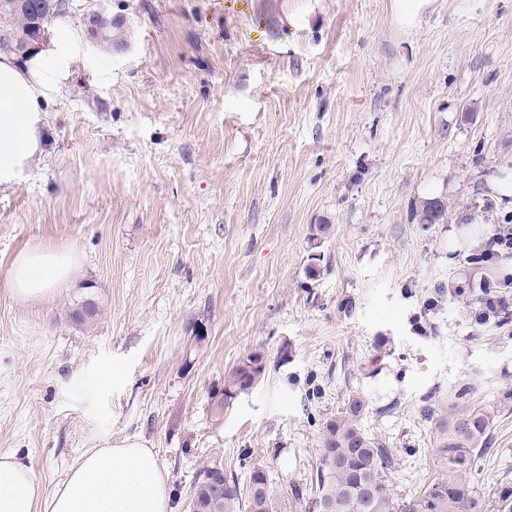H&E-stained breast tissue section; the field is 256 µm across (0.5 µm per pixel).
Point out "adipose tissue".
I'll return each mask as SVG.
<instances>
[{
	"label": "adipose tissue",
	"instance_id": "adipose-tissue-1",
	"mask_svg": "<svg viewBox=\"0 0 512 512\" xmlns=\"http://www.w3.org/2000/svg\"><path fill=\"white\" fill-rule=\"evenodd\" d=\"M77 40L73 34L51 42L23 66L0 55V185L12 182L41 153V103L58 88ZM76 272L69 251L26 250L11 263L9 288L20 301L41 300ZM0 512H169V496L155 454L144 441L106 435L50 491L26 461L0 455Z\"/></svg>",
	"mask_w": 512,
	"mask_h": 512
}]
</instances>
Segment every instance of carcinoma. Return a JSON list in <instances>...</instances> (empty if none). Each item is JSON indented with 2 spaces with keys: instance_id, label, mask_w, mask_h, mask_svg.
Here are the masks:
<instances>
[{
  "instance_id": "obj_1",
  "label": "carcinoma",
  "mask_w": 512,
  "mask_h": 512,
  "mask_svg": "<svg viewBox=\"0 0 512 512\" xmlns=\"http://www.w3.org/2000/svg\"><path fill=\"white\" fill-rule=\"evenodd\" d=\"M0 12L11 16L14 35L8 45L19 49L36 41L48 24L66 13L65 0H5ZM89 31L98 43L122 42L121 27L105 16ZM418 224L448 222V204L440 198L423 201L413 211ZM266 361L252 353L224 374V386L211 396L210 414L224 417V411L241 395L250 392L264 378ZM365 400L349 397L345 408L321 423L318 448L320 466L316 472L318 492L312 512H512V486H499L495 501L478 492L466 478L474 457L486 449L493 413L485 407L460 408L449 405L442 422L440 458L448 472L422 492L400 496L390 484L389 474L396 457L381 438L369 436L360 424ZM249 475L242 486L216 461L204 465L193 482L199 512H271L269 483Z\"/></svg>"
}]
</instances>
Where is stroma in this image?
Listing matches in <instances>:
<instances>
[{
    "label": "stroma",
    "mask_w": 512,
    "mask_h": 512,
    "mask_svg": "<svg viewBox=\"0 0 512 512\" xmlns=\"http://www.w3.org/2000/svg\"><path fill=\"white\" fill-rule=\"evenodd\" d=\"M68 3L43 38L79 34L42 105L47 143L0 185V454L50 491L101 435L137 436L169 512H189L215 459L242 483L262 469L272 512H308L321 424L352 394L410 495L445 474L440 421L465 386L495 412L468 477L486 494L512 482V323L470 315V255L512 215L496 197L512 181V0ZM96 11L124 46L93 42ZM433 197L447 223L414 222ZM34 248L78 270L22 302L9 271ZM87 302L99 312L78 323ZM254 352L264 379L211 417ZM106 366L93 421L70 382Z\"/></svg>",
    "instance_id": "obj_1"
}]
</instances>
